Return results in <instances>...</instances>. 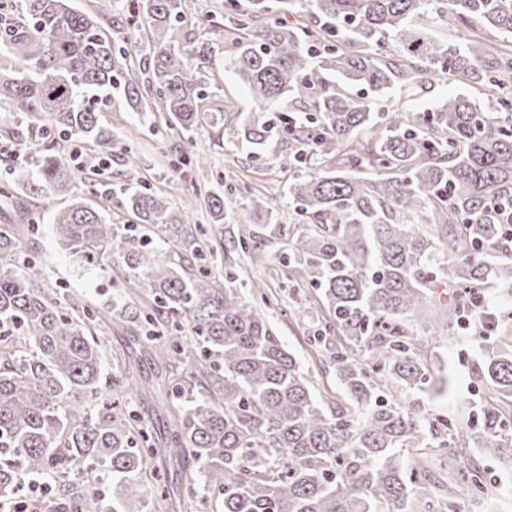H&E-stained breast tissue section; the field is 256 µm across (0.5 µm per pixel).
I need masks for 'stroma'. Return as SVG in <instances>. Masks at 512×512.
<instances>
[{"label": "stroma", "mask_w": 512, "mask_h": 512, "mask_svg": "<svg viewBox=\"0 0 512 512\" xmlns=\"http://www.w3.org/2000/svg\"><path fill=\"white\" fill-rule=\"evenodd\" d=\"M213 95V107L224 110L223 125L211 128L202 127L191 140L186 141V150L202 154L208 159L207 175L210 180H219L223 174L243 179L262 176L266 187L264 197L271 202H284V175L276 169V162L286 160L290 154L288 142L284 138L273 139L262 152L253 149L242 141L238 128L245 116L262 111L266 116L288 110V100L275 104L258 105L249 90L233 72L225 70L223 64H216L214 73L207 81ZM112 126L115 146L109 152H91L87 143L77 138L60 142L62 155H69L72 148H80L82 159L97 157L99 164L92 176L96 192L90 201L96 207L107 209L115 224L131 223L132 218L116 201L129 187L141 184L166 194L171 203L174 217L187 226L204 224L206 212L204 203L193 208H185L184 203L190 194L187 179L174 173L163 152L166 130L160 119L147 112H135L127 107L122 99H115L113 107L105 114ZM38 130L32 129L24 114L0 102V146L26 149L24 158L14 159L7 152L0 155V183L15 182L21 168L33 166L37 156ZM137 157L138 169H129L128 157ZM65 197L50 199L41 195H22L17 199L0 197V227L33 222L39 231L33 239L32 256L41 263L48 276L50 287L59 294L71 297L84 295L97 302L111 304L113 297L122 295L121 270L111 255H104L99 264L88 265L64 251L59 246L52 229V215L68 205ZM247 211L240 199L226 195L223 223L213 225L210 232L212 254L205 263L216 272H231L239 295L252 299L257 284H267L278 298L277 306L267 309L265 315L281 342L289 349L307 374H315V391L318 399L337 394L338 386L334 369H321L319 358L308 339V334L300 319L312 308L309 290L302 288L298 278L278 276L268 278L267 272L279 268L288 250L287 236H269L264 248L268 259L264 267L253 266L248 255L236 248L232 238L236 233L240 217ZM108 351L104 370L112 372L122 361L123 353L134 349L144 356L141 368L143 376L154 374V366L148 356L151 342L141 336H130L126 327L113 326L106 335ZM481 356L480 341L468 331H458L452 336L440 339L432 347L429 360L433 369L442 370L448 382L443 391L427 390L417 393L415 401L426 417L452 416L462 407L475 403L479 391L473 385L470 369ZM478 465L485 473L483 492L463 498L458 504L459 512H512V465L503 464L497 458L474 451L467 459L447 454H434L421 458L418 450L408 448L402 452V463L406 470L426 469L430 478L439 482L450 481L464 463Z\"/></svg>", "instance_id": "1"}]
</instances>
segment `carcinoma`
Wrapping results in <instances>:
<instances>
[{"mask_svg": "<svg viewBox=\"0 0 512 512\" xmlns=\"http://www.w3.org/2000/svg\"><path fill=\"white\" fill-rule=\"evenodd\" d=\"M132 2L146 42L117 51L70 0H22L13 22L0 0V100L105 150L103 112L120 85L133 111L156 113L178 138L224 123L205 87L216 49L185 29L182 0ZM282 2L276 16L266 0H224V63L260 103L305 95L279 124L246 117L240 132L255 150L277 133L295 144L279 164L293 212L282 264L314 292L311 342L348 403L316 401L265 319L266 292L247 302L231 273L187 264L206 259L209 238L177 222L166 195L125 193L118 206L139 224L119 227L77 195L91 167L43 141L35 171L0 196L70 197L53 216L59 245L89 263L112 250L122 287L146 285L151 311L60 301L27 241L0 230V497L25 475L48 483L55 512H135L146 474L186 458L207 496H164L162 512H417L428 490L406 477L399 449L481 448L512 461V234L493 208L512 198V0ZM442 78L468 94L423 112L382 97ZM351 87L372 97L357 101ZM168 153L176 172L205 169L179 144ZM227 191L271 221L249 184ZM205 205L224 222V192L209 190ZM264 242L237 226L234 243L260 264ZM490 285L500 299L486 312L476 303ZM467 319L493 336L471 371L482 399L426 425L409 396L436 384L428 348ZM113 321L149 329L155 380L132 360L102 381L98 331ZM144 391L180 399L160 438L112 405ZM101 472L112 475L108 495L95 492ZM453 488L482 491L483 471ZM21 502L19 512H46L36 492Z\"/></svg>", "mask_w": 512, "mask_h": 512, "instance_id": "carcinoma-1", "label": "carcinoma"}]
</instances>
